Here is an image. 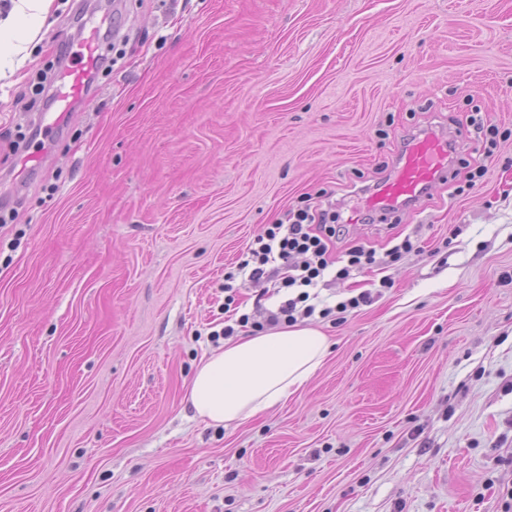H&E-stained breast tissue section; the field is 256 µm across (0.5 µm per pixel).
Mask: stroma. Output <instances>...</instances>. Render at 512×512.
<instances>
[{
    "label": "stroma",
    "instance_id": "1",
    "mask_svg": "<svg viewBox=\"0 0 512 512\" xmlns=\"http://www.w3.org/2000/svg\"><path fill=\"white\" fill-rule=\"evenodd\" d=\"M98 22L124 59L14 180L38 73ZM425 129L455 176L331 255L416 251L323 288L374 300L308 318L331 349L288 400L195 418L225 269L300 199L348 216ZM0 196V512H511L512 0H53L0 80Z\"/></svg>",
    "mask_w": 512,
    "mask_h": 512
}]
</instances>
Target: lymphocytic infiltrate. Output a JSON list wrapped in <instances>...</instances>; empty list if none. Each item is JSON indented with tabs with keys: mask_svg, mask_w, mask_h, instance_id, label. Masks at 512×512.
Returning a JSON list of instances; mask_svg holds the SVG:
<instances>
[{
	"mask_svg": "<svg viewBox=\"0 0 512 512\" xmlns=\"http://www.w3.org/2000/svg\"><path fill=\"white\" fill-rule=\"evenodd\" d=\"M344 234L335 210L315 208L307 201H298L283 219L264 225L249 243L246 257L235 270L224 275L225 291H233L236 281L272 284L285 296L277 310L267 311L263 320L249 313L239 315L234 324L225 325L222 336L235 335L237 328L249 326L255 331L279 324L291 325L301 318L329 317L371 304V291L344 298L335 305L314 304L313 289L325 279L345 280L359 273L401 259L415 249L411 237H404L384 254L363 244L347 248L340 260L331 257L330 244Z\"/></svg>",
	"mask_w": 512,
	"mask_h": 512,
	"instance_id": "1",
	"label": "lymphocytic infiltrate"
}]
</instances>
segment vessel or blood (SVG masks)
<instances>
[{
	"instance_id": "1",
	"label": "vessel or blood",
	"mask_w": 512,
	"mask_h": 512,
	"mask_svg": "<svg viewBox=\"0 0 512 512\" xmlns=\"http://www.w3.org/2000/svg\"><path fill=\"white\" fill-rule=\"evenodd\" d=\"M98 29H90L81 43L78 60L62 73L65 87L53 112H39L33 117L39 133L49 135L64 122L73 107L88 102V84L102 56ZM451 155L446 134L431 130L416 134L399 156L391 175L368 194L369 209L393 214L418 204L428 188L448 175Z\"/></svg>"
}]
</instances>
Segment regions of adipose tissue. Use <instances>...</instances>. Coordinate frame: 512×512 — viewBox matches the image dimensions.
I'll return each instance as SVG.
<instances>
[{"label": "adipose tissue", "mask_w": 512, "mask_h": 512, "mask_svg": "<svg viewBox=\"0 0 512 512\" xmlns=\"http://www.w3.org/2000/svg\"><path fill=\"white\" fill-rule=\"evenodd\" d=\"M50 5L51 0H19L12 16L0 20V79L27 57ZM329 348L319 329L301 324L225 344L197 366L188 401L207 423L249 422L301 389Z\"/></svg>", "instance_id": "adipose-tissue-1"}]
</instances>
